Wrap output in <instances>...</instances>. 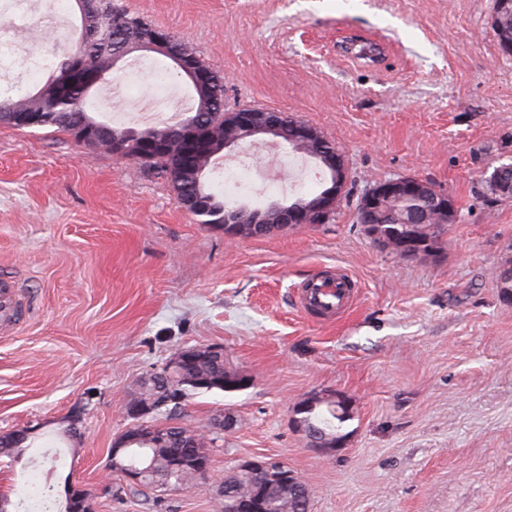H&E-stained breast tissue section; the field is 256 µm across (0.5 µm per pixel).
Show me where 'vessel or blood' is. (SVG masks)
Wrapping results in <instances>:
<instances>
[{
  "label": "vessel or blood",
  "instance_id": "vessel-or-blood-1",
  "mask_svg": "<svg viewBox=\"0 0 512 512\" xmlns=\"http://www.w3.org/2000/svg\"><path fill=\"white\" fill-rule=\"evenodd\" d=\"M355 299L354 281L350 275L340 274L328 278L316 275L308 279L297 291V300L303 311L317 312L322 319L332 320L346 313ZM22 290L11 279L0 280V331L10 328L21 311L31 309Z\"/></svg>",
  "mask_w": 512,
  "mask_h": 512
}]
</instances>
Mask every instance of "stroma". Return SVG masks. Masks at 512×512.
Instances as JSON below:
<instances>
[{"instance_id":"35a3bbf8","label":"stroma","mask_w":512,"mask_h":512,"mask_svg":"<svg viewBox=\"0 0 512 512\" xmlns=\"http://www.w3.org/2000/svg\"><path fill=\"white\" fill-rule=\"evenodd\" d=\"M194 49L224 77V106L269 108L316 126L343 154L348 183L330 223L225 238L181 207L139 161L75 143L53 127L0 125V277L20 281L32 314L0 334V435L28 427L0 459V493L48 470V492L96 489L127 429L136 380L177 350L223 347L252 385L185 406L202 426L238 424L212 454L206 484L153 499L95 498L93 512H224L218 494L240 460L274 457L300 475L308 512H512V300L494 275L512 260V199L485 194L512 162V56L493 28L495 0H118ZM63 50L21 36L16 70L34 93L80 37L76 0ZM379 45L375 60L344 53ZM146 83L112 102L93 88L96 121L134 128ZM248 186L224 202L262 208L307 196ZM413 175L453 197L456 223L436 262L378 249L357 222L363 193ZM359 285L344 316L301 311L313 274ZM333 391L351 403L328 453L294 427V408ZM80 414L81 435L65 436Z\"/></svg>"}]
</instances>
